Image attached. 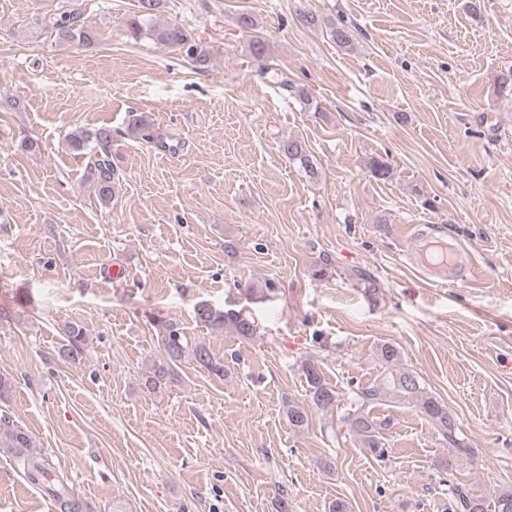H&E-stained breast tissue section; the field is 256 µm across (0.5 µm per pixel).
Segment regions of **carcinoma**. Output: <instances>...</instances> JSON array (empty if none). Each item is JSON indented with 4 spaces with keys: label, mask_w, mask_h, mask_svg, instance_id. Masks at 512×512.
Wrapping results in <instances>:
<instances>
[{
    "label": "carcinoma",
    "mask_w": 512,
    "mask_h": 512,
    "mask_svg": "<svg viewBox=\"0 0 512 512\" xmlns=\"http://www.w3.org/2000/svg\"><path fill=\"white\" fill-rule=\"evenodd\" d=\"M160 3L161 0H138L137 12L128 23L131 35L136 38H150L164 47L182 49L195 65H207L208 52L195 43L183 26L176 23L165 26L152 24V17ZM51 34L59 43H92L90 27L81 22L80 14L75 11L51 21ZM249 48L251 55L260 61L257 69L259 79L278 85L285 93L293 90L303 100H309L304 90L295 88L288 77L265 60L266 48L261 37H253ZM494 85L497 95L512 97V66L496 75ZM112 137V128L109 126L94 129L78 128L68 136L71 149L87 156V178L97 197L104 203L112 200L119 185L118 175L109 160ZM280 148L288 159L299 163L309 178H319L320 170L304 141L289 137L281 142ZM369 171L375 179L384 182L390 180L393 175L390 165L378 159L370 161ZM195 318L213 330L222 331L228 328L243 340L254 336L256 331L254 324L246 315L233 309L220 310L208 304H201L195 309ZM162 333V360L154 363L149 375L146 376L144 385L147 390L154 392L170 385L175 375L174 368L187 359L218 377L224 376V361L212 352L206 341L199 340L192 345L189 344L180 329L171 322L162 324ZM84 342L83 330L77 326L69 327L66 343L62 346V357L72 362L79 360L83 355ZM378 355L385 365L381 377L368 387L351 388L347 392H339L329 387L315 364H304L303 371L311 407L326 414L343 408L340 420L374 451L380 444L379 430L386 427L387 422L371 417V411L383 402L408 403L425 416L448 444L461 448L458 437L460 426L457 419L440 398L428 391L423 377L416 370L403 364L400 350L392 344L384 343L378 348ZM286 417L291 427L304 428L309 424V409L303 404L292 403L288 405ZM1 438L6 440V447L13 450L16 464L27 471L30 479L44 484L50 483V469L34 461L36 452L27 432L6 421H0ZM450 490L455 512H487L483 500L471 495L464 487L455 484ZM51 493L55 512H84L85 503L64 487L55 488Z\"/></svg>",
    "instance_id": "obj_1"
}]
</instances>
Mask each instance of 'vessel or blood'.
I'll return each mask as SVG.
<instances>
[{
	"label": "vessel or blood",
	"mask_w": 512,
	"mask_h": 512,
	"mask_svg": "<svg viewBox=\"0 0 512 512\" xmlns=\"http://www.w3.org/2000/svg\"><path fill=\"white\" fill-rule=\"evenodd\" d=\"M405 257L424 276L441 285L456 283L469 269L466 251H448L444 241L421 229L414 231Z\"/></svg>",
	"instance_id": "obj_1"
}]
</instances>
